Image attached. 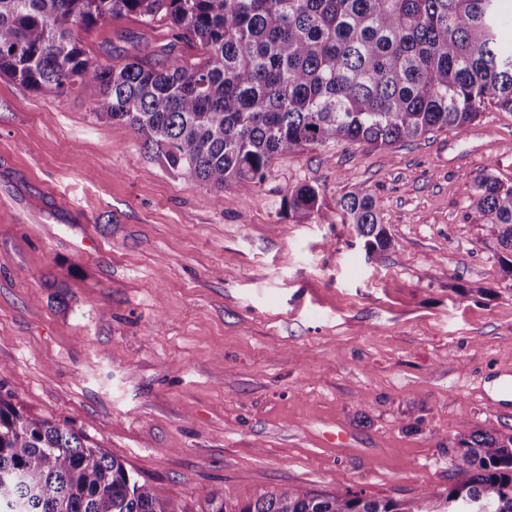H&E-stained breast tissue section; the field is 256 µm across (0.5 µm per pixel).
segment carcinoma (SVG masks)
Returning <instances> with one entry per match:
<instances>
[{"label": "carcinoma", "instance_id": "obj_1", "mask_svg": "<svg viewBox=\"0 0 512 512\" xmlns=\"http://www.w3.org/2000/svg\"><path fill=\"white\" fill-rule=\"evenodd\" d=\"M505 0H0V72L59 96L97 88L92 109L132 127L168 167L222 189L266 178L274 159L329 142L392 146L468 131L490 105L512 114ZM133 14L178 30L202 56L103 66L75 29ZM471 215L497 228L512 275V184L485 175L466 190ZM288 191L299 219L318 209ZM338 207L368 253L391 246L373 194L355 185ZM462 479L409 500L363 493L212 498L210 512H512V434H461ZM0 512H182L66 420L0 397Z\"/></svg>", "mask_w": 512, "mask_h": 512}]
</instances>
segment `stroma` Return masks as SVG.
<instances>
[{
    "label": "stroma",
    "mask_w": 512,
    "mask_h": 512,
    "mask_svg": "<svg viewBox=\"0 0 512 512\" xmlns=\"http://www.w3.org/2000/svg\"><path fill=\"white\" fill-rule=\"evenodd\" d=\"M76 34L103 65L201 55L129 16ZM95 95L0 73L1 396L186 512L226 492L407 500L453 484L464 428L512 433V278L465 194L512 166L511 114L300 148L219 191L97 117ZM302 184L320 193L305 221L288 207ZM357 184L384 254L340 220Z\"/></svg>",
    "instance_id": "obj_1"
}]
</instances>
